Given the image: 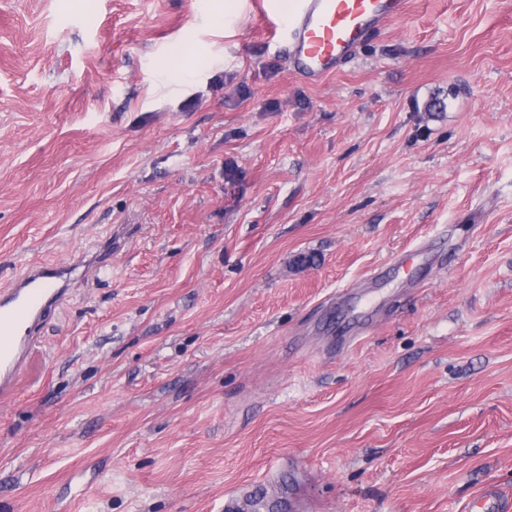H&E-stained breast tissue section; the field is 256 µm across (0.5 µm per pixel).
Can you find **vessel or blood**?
Wrapping results in <instances>:
<instances>
[{"mask_svg":"<svg viewBox=\"0 0 512 512\" xmlns=\"http://www.w3.org/2000/svg\"><path fill=\"white\" fill-rule=\"evenodd\" d=\"M405 0H288L285 32L291 70L322 80L352 55L364 34L384 20L399 17ZM77 265L39 262L0 290V394L11 393L38 340L46 314L63 304ZM266 487L240 491L226 512H268ZM501 491L485 486L465 512H502Z\"/></svg>","mask_w":512,"mask_h":512,"instance_id":"obj_1","label":"vessel or blood"}]
</instances>
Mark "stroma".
Returning <instances> with one entry per match:
<instances>
[{"label":"stroma","mask_w":512,"mask_h":512,"mask_svg":"<svg viewBox=\"0 0 512 512\" xmlns=\"http://www.w3.org/2000/svg\"><path fill=\"white\" fill-rule=\"evenodd\" d=\"M283 2L0 0V289L112 244L0 398V512L512 499V0L319 83ZM271 501L266 487L255 486L240 491L224 506L227 512H256L269 509Z\"/></svg>","instance_id":"stroma-1"}]
</instances>
